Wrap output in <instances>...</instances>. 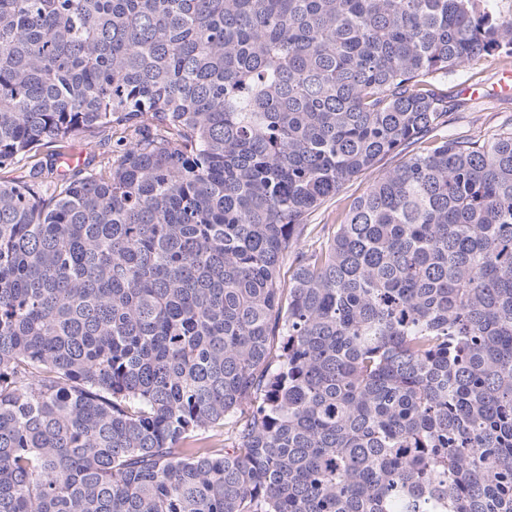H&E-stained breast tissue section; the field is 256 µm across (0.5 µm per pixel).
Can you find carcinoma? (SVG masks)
Segmentation results:
<instances>
[{"label":"carcinoma","mask_w":512,"mask_h":512,"mask_svg":"<svg viewBox=\"0 0 512 512\" xmlns=\"http://www.w3.org/2000/svg\"><path fill=\"white\" fill-rule=\"evenodd\" d=\"M478 56L495 0H0V512H512ZM107 132L100 135L95 141L96 143H89L87 140H85L83 137H75L74 139L70 140L68 143L64 144L63 148H58V146H52L49 148H44L41 150V154L35 158L26 159L25 161L21 162L23 164L24 162H34V159H42L45 161L44 155L47 152H51V150H60V157L58 159L57 166L59 167V171H65L67 170V173L70 174L69 176L74 175H80L79 177H83L88 172H91L90 170H98L99 168V162L102 160H105L107 158H112V138H110V134L107 136ZM72 157L73 155H76ZM82 156V163L80 165H77L75 163L74 165H71L75 162L76 159L80 160V155ZM72 157V158H71ZM71 158V159H70ZM69 159L71 161V164L69 163ZM92 160V161H91ZM87 161H90V164L88 166H84V164L87 163ZM370 180L371 175L367 174L346 184L336 197L329 201L323 209L313 215L312 223L324 224L328 222V224H331L337 215L342 213L346 205L365 191Z\"/></svg>","instance_id":"1"}]
</instances>
